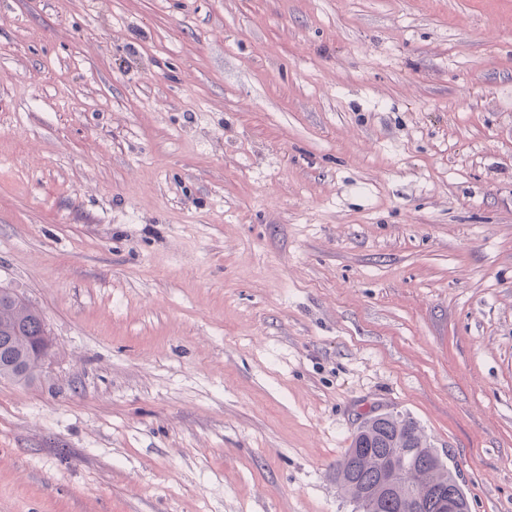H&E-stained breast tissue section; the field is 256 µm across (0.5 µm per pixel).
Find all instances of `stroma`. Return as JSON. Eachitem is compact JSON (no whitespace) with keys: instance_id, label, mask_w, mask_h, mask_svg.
<instances>
[{"instance_id":"stroma-1","label":"stroma","mask_w":512,"mask_h":512,"mask_svg":"<svg viewBox=\"0 0 512 512\" xmlns=\"http://www.w3.org/2000/svg\"><path fill=\"white\" fill-rule=\"evenodd\" d=\"M0 512H356L400 411L512 512V0H0ZM44 319L38 309L26 301L0 296V348L8 346L13 357L21 360L25 368L19 370L5 364L0 356V379L18 383L31 380L42 367L38 358L46 365L53 347V339L46 328L36 337L30 355V344L34 333L38 332ZM37 357V358H36Z\"/></svg>"}]
</instances>
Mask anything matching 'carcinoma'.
I'll return each mask as SVG.
<instances>
[{"label": "carcinoma", "mask_w": 512, "mask_h": 512, "mask_svg": "<svg viewBox=\"0 0 512 512\" xmlns=\"http://www.w3.org/2000/svg\"><path fill=\"white\" fill-rule=\"evenodd\" d=\"M44 325L38 309L26 301L0 296V347H8L25 368L19 370L0 360V379L18 383L31 380L42 364L30 355L34 333ZM410 452L396 456L397 449ZM397 458L396 490L381 494L376 500L366 492L378 490L388 477L392 458ZM336 485L359 512H406L405 498L421 496V512H437L435 494L456 490L461 512H470L468 498L448 464L432 448L421 426L413 418L398 412H384L364 419L350 448L336 464Z\"/></svg>", "instance_id": "carcinoma-1"}]
</instances>
